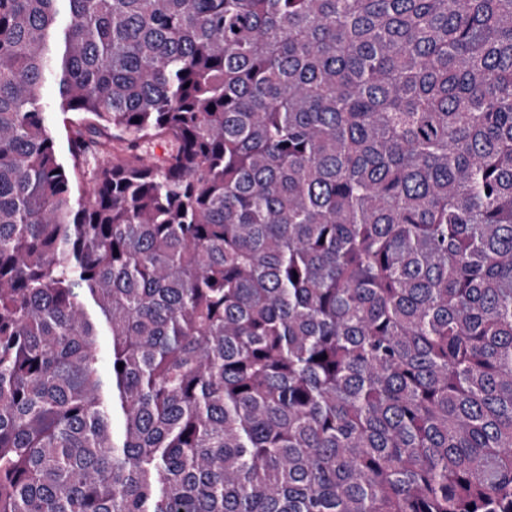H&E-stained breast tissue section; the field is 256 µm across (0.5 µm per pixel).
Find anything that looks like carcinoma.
Segmentation results:
<instances>
[{
	"instance_id": "1",
	"label": "carcinoma",
	"mask_w": 512,
	"mask_h": 512,
	"mask_svg": "<svg viewBox=\"0 0 512 512\" xmlns=\"http://www.w3.org/2000/svg\"><path fill=\"white\" fill-rule=\"evenodd\" d=\"M0 512H512V0H0Z\"/></svg>"
}]
</instances>
